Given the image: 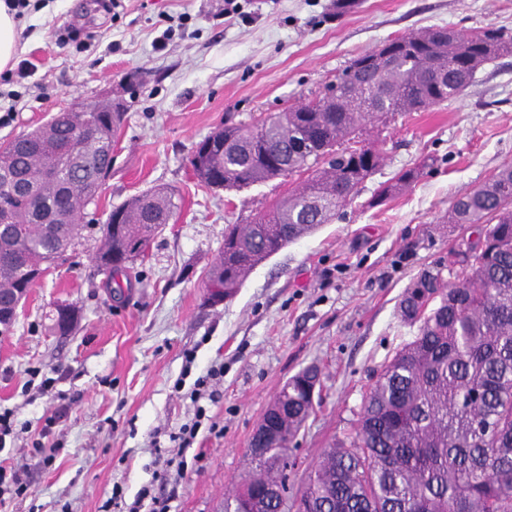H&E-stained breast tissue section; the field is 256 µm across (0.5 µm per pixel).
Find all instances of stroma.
<instances>
[{"mask_svg": "<svg viewBox=\"0 0 512 512\" xmlns=\"http://www.w3.org/2000/svg\"><path fill=\"white\" fill-rule=\"evenodd\" d=\"M30 0L21 19L25 76L0 75L15 117L0 141L46 123L74 103L125 107L112 171L88 208L104 223L113 207L153 187L175 191L176 216L144 259L111 280L85 236L70 259L28 294L0 333V409L16 411L29 493L14 512H102L113 485L126 498L154 483L172 512H224L249 468L248 441L276 393L315 364L323 402L293 442L302 469L342 439L381 366L417 334L399 301L421 271L448 261L467 226L452 224L455 198L512 164V52L486 64L465 94L427 112L369 128L383 164L354 201L313 235L257 267L229 301L210 304L201 283L224 247V227L243 224L285 194L297 177L238 191L197 183L190 158L217 126L250 121L310 98L353 58L425 27L512 31V0ZM88 42L58 43L64 29ZM426 169L382 205L372 196L401 169ZM74 309L67 335L59 306ZM224 369L214 398L193 402L195 379ZM52 373L65 394L58 438H40L57 405L39 391ZM184 379L185 392L172 387ZM203 406L214 432L200 430L186 473L152 482L154 448ZM61 442L52 464L31 455L34 439Z\"/></svg>", "mask_w": 512, "mask_h": 512, "instance_id": "stroma-1", "label": "stroma"}]
</instances>
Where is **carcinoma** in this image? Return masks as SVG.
I'll list each match as a JSON object with an SVG mask.
<instances>
[{
  "mask_svg": "<svg viewBox=\"0 0 512 512\" xmlns=\"http://www.w3.org/2000/svg\"><path fill=\"white\" fill-rule=\"evenodd\" d=\"M512 50V33L489 26L447 36L427 29L384 42L350 62L333 94L300 101L252 123L226 124L200 142L191 159L197 181L240 189L295 174L301 186L276 200L259 221L229 224L209 270L206 294L232 298L245 278L296 241L292 229L329 224L380 166L366 124L427 110L461 97L476 73ZM123 113L75 112L68 126L49 120L0 143V330L44 274L67 260L82 232L98 233L96 262L120 274L143 254L176 213L175 194L157 187L112 208L103 224L85 211L109 174ZM49 141L77 147L58 168ZM421 168L400 171L373 196L379 204L415 183ZM512 165L455 200L451 224L485 239L466 258V278L435 266L405 289L400 310L418 334L389 360L366 392L344 439L322 449L313 469L308 512H512ZM308 366L291 376L265 410L271 437L253 436L252 469L242 481L266 500L282 481L279 460L314 407Z\"/></svg>",
  "mask_w": 512,
  "mask_h": 512,
  "instance_id": "obj_1",
  "label": "carcinoma"
}]
</instances>
